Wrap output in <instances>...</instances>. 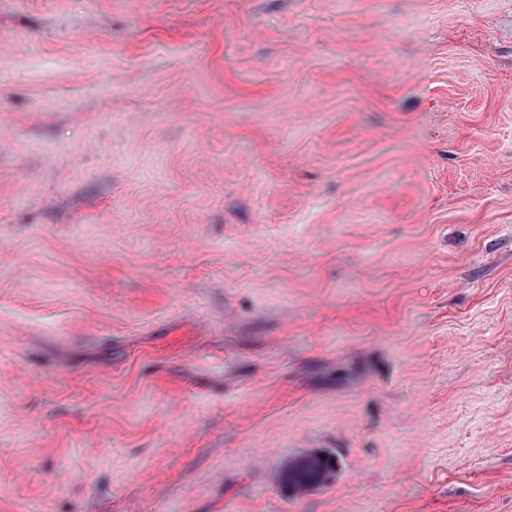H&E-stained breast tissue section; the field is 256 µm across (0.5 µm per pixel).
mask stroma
I'll return each instance as SVG.
<instances>
[{
    "label": "stroma",
    "instance_id": "stroma-1",
    "mask_svg": "<svg viewBox=\"0 0 512 512\" xmlns=\"http://www.w3.org/2000/svg\"><path fill=\"white\" fill-rule=\"evenodd\" d=\"M0 512H512V0H0ZM331 470L330 462L319 454L305 453L288 462L281 479L292 495L303 494L323 486Z\"/></svg>",
    "mask_w": 512,
    "mask_h": 512
}]
</instances>
